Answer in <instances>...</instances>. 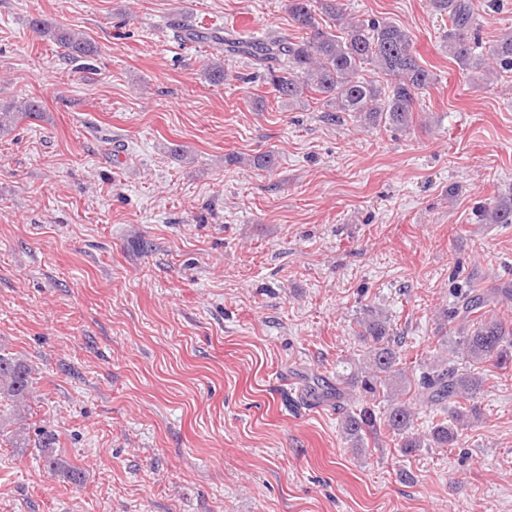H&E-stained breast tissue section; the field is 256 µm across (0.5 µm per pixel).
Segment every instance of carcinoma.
<instances>
[{
    "label": "carcinoma",
    "mask_w": 512,
    "mask_h": 512,
    "mask_svg": "<svg viewBox=\"0 0 512 512\" xmlns=\"http://www.w3.org/2000/svg\"><path fill=\"white\" fill-rule=\"evenodd\" d=\"M428 6L448 16L444 37L448 55L469 78L476 70L486 84L495 76L512 74V34L502 35L488 54L480 52L472 0H428ZM288 13L302 35L270 32L247 38L184 25L178 28V37L206 42L218 53L208 63L207 76L213 83L224 81V59L243 58L270 77L277 97L291 105L305 102V96L313 93L336 112L337 120L351 112L371 126L408 125L416 102L435 77L419 64L404 29L374 18H350L344 0H288ZM320 15L339 31L321 27ZM31 25L70 59L94 52L90 38L80 31L38 17ZM41 115L42 105L34 97L0 100V137L9 135L20 121ZM482 217L489 224H512V203L490 202L482 207ZM503 300L512 302V287L470 288L456 296L453 306L439 315L438 349L420 359L421 371L414 378L402 366L406 337L397 332L388 312L368 308L358 319L365 348L362 357L337 361L336 385L313 381L307 393L317 400L334 396L338 402H353L342 414L340 428L342 438L355 450L382 434L394 438L405 456L423 448H452L460 431L481 419L477 398L488 380V367L512 366V326L488 310ZM30 379L29 367L0 354V406L12 408L11 419L0 418V439L7 438L17 448L26 442ZM413 384L433 412L426 433L416 428L412 404L404 398ZM54 443L55 435L42 436L41 452L49 467L72 483L81 481L79 469L56 458Z\"/></svg>",
    "instance_id": "carcinoma-1"
}]
</instances>
